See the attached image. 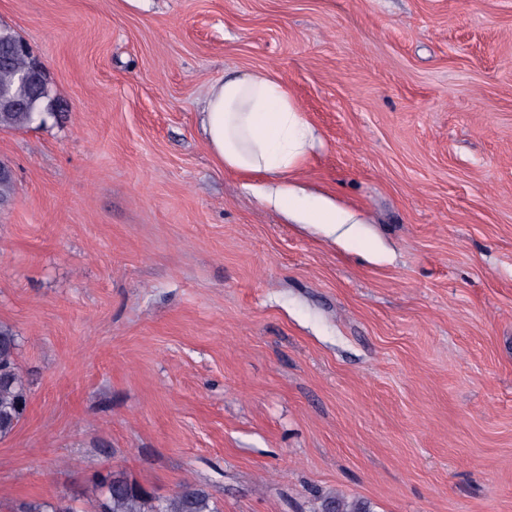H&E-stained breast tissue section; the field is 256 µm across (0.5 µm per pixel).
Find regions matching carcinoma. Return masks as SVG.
<instances>
[{
  "mask_svg": "<svg viewBox=\"0 0 512 512\" xmlns=\"http://www.w3.org/2000/svg\"><path fill=\"white\" fill-rule=\"evenodd\" d=\"M34 58L29 45L13 30L0 27V130L22 129L45 121L51 109L50 94H40L38 80L30 76ZM14 194L11 169L0 162V206ZM17 336L0 325V440L9 436L23 419L30 397V381L17 366ZM100 494L82 510L70 501L31 500L12 512H217L210 493L202 486L185 483L169 497L155 496L118 470L97 478ZM313 512H374L365 499H349L338 493L316 495Z\"/></svg>",
  "mask_w": 512,
  "mask_h": 512,
  "instance_id": "carcinoma-1",
  "label": "carcinoma"
}]
</instances>
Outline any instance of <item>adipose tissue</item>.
<instances>
[{
    "label": "adipose tissue",
    "instance_id": "1",
    "mask_svg": "<svg viewBox=\"0 0 512 512\" xmlns=\"http://www.w3.org/2000/svg\"><path fill=\"white\" fill-rule=\"evenodd\" d=\"M199 123L224 171L245 179L267 177L277 186L266 199L298 214L329 237L354 240L362 217L328 196L308 201L295 174L318 141L292 93L265 71L237 72L212 85L202 101Z\"/></svg>",
    "mask_w": 512,
    "mask_h": 512
}]
</instances>
